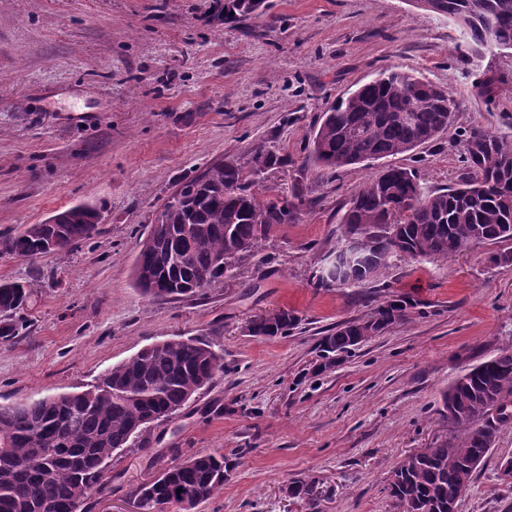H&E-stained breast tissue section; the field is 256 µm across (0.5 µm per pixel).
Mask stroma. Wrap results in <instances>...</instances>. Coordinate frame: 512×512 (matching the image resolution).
Returning a JSON list of instances; mask_svg holds the SVG:
<instances>
[{
  "label": "stroma",
  "mask_w": 512,
  "mask_h": 512,
  "mask_svg": "<svg viewBox=\"0 0 512 512\" xmlns=\"http://www.w3.org/2000/svg\"><path fill=\"white\" fill-rule=\"evenodd\" d=\"M266 2L228 24L218 0H0V235L81 203L100 214L98 234L72 248L0 254V281L35 290L18 335L0 339V405L75 391L171 336L224 351L223 371L152 429L147 449L113 454L89 512H135L159 452L232 464L195 512H398L395 467L449 436L443 392L512 343V263L494 262L499 243L445 261L392 258L381 288L316 287L346 203L380 163L327 175L304 164L326 108L395 67L445 87L456 115L438 140L391 162L428 189L450 186L464 171L465 130L512 139V50L469 44L408 0ZM260 151L282 160L261 198L303 191L296 223L275 226L238 275L199 295L142 297L137 244L180 181ZM391 295L415 302L409 321L321 369L328 330ZM283 309L300 318L288 335L249 334L251 320ZM509 459L512 423L457 512H512L500 476ZM296 481L309 494L292 495Z\"/></svg>",
  "instance_id": "obj_1"
}]
</instances>
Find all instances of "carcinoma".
<instances>
[{"instance_id":"1","label":"carcinoma","mask_w":512,"mask_h":512,"mask_svg":"<svg viewBox=\"0 0 512 512\" xmlns=\"http://www.w3.org/2000/svg\"><path fill=\"white\" fill-rule=\"evenodd\" d=\"M264 0H240L224 22L249 18ZM433 13L451 20L483 48L512 49V0H433ZM444 88L387 69L324 112L310 161L322 173L406 154L435 140L453 122ZM465 172L444 189L424 188L417 174L388 166L352 195L339 225V245L324 265L336 270L321 288L367 287L385 276L392 256L448 260L477 242L512 241V139L485 128L463 134ZM276 164L257 153L251 173ZM232 160L212 164L180 183L155 218L159 230L139 243L137 288L152 300L197 294L233 277L278 224H293L306 199L296 192L262 200ZM90 205L58 212L16 235L0 236V253L34 258L52 243L67 248L98 232ZM29 284L0 282V338L15 335L32 303ZM413 305L386 298L361 318L343 321L320 342L327 369L352 348L407 322ZM282 311L253 336H285L298 324ZM224 369L215 344L178 336L158 340L103 371L81 390L0 406V512H82L108 480L112 454L134 448L152 428L174 418ZM512 345L472 366L448 386L440 414L452 434L426 453H413L393 471L389 495L401 512H455L500 428L512 421ZM224 455L205 453L162 468L138 487L144 506L179 512L224 489Z\"/></svg>"}]
</instances>
